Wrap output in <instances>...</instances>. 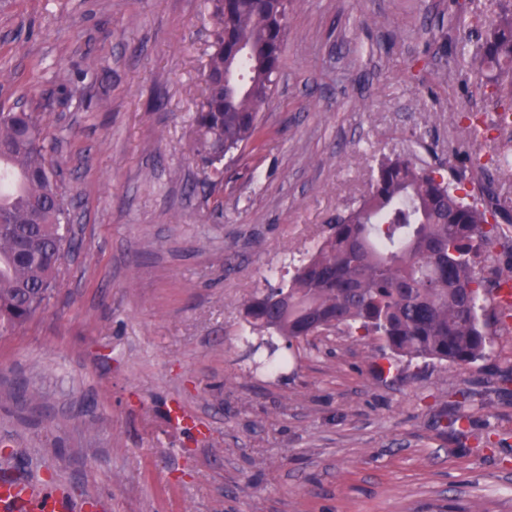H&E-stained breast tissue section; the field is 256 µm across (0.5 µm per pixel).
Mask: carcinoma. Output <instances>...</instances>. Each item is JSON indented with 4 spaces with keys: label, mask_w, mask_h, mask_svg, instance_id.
Returning a JSON list of instances; mask_svg holds the SVG:
<instances>
[{
    "label": "carcinoma",
    "mask_w": 512,
    "mask_h": 512,
    "mask_svg": "<svg viewBox=\"0 0 512 512\" xmlns=\"http://www.w3.org/2000/svg\"><path fill=\"white\" fill-rule=\"evenodd\" d=\"M213 51L197 112V153L211 168L224 152L257 142L258 110L278 83L286 0H211ZM469 69L494 73L490 96L512 112V0H494L472 27ZM512 174V143L493 159ZM18 175L0 192V336L49 301L70 249L69 212L32 112L0 109V166ZM480 157L434 164L411 155L376 161L368 190L336 215L288 283L244 303L251 330L287 344L345 328L376 336L390 357L468 365L492 349L497 316L485 301L512 289V264L495 271L481 245L512 252V211L498 203Z\"/></svg>",
    "instance_id": "obj_1"
}]
</instances>
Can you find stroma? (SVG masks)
Returning a JSON list of instances; mask_svg holds the SVG:
<instances>
[{"instance_id": "35a3bbf8", "label": "stroma", "mask_w": 512, "mask_h": 512, "mask_svg": "<svg viewBox=\"0 0 512 512\" xmlns=\"http://www.w3.org/2000/svg\"><path fill=\"white\" fill-rule=\"evenodd\" d=\"M490 0H288L269 142L196 153L207 0H0V104L52 137L75 246L49 305L0 336V475L107 512H512V329L459 367L339 330L254 369L243 303L363 194L376 158L453 160ZM39 390L23 406L19 387ZM468 415L467 436L448 424Z\"/></svg>"}]
</instances>
